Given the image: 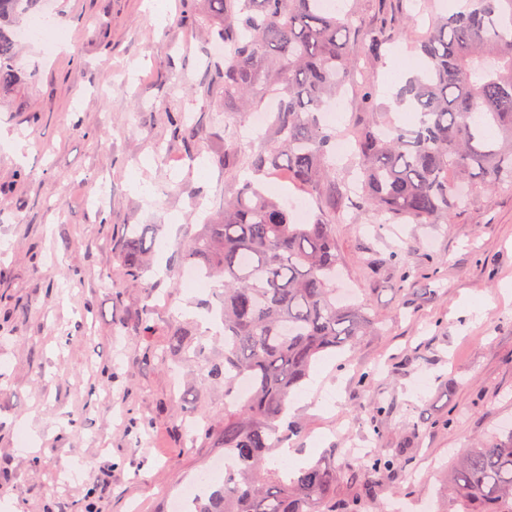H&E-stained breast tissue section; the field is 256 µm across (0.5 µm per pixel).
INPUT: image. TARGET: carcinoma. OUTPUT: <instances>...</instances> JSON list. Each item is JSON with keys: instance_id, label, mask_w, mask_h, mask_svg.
Wrapping results in <instances>:
<instances>
[{"instance_id": "1", "label": "carcinoma", "mask_w": 512, "mask_h": 512, "mask_svg": "<svg viewBox=\"0 0 512 512\" xmlns=\"http://www.w3.org/2000/svg\"><path fill=\"white\" fill-rule=\"evenodd\" d=\"M40 0H0V86L16 74L15 34ZM212 38L222 44L224 93L251 106L272 96L278 107L270 142L247 155L258 174L281 172L288 184L320 195L336 189V134L322 112L336 90L356 83L357 53L379 60L391 31L322 0H207ZM421 66L395 96L419 118L406 127L377 99L375 81L359 86L356 133L358 209L386 224H446L482 187H512V0H466L430 23L417 40ZM336 209L296 224L288 207L245 181L180 248L223 287L224 362L208 375L238 380L247 398L224 404V419L203 436L232 455L221 484L207 483L193 512H367L380 477L403 466L374 450L351 474L355 490L336 496V467L317 462L290 473L270 466L272 452L298 427L288 401L314 360L377 330L371 304L336 299ZM150 228L128 225L116 246V273L144 281ZM448 494L459 512H512V429L466 448Z\"/></svg>"}]
</instances>
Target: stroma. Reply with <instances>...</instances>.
<instances>
[{
  "label": "stroma",
  "mask_w": 512,
  "mask_h": 512,
  "mask_svg": "<svg viewBox=\"0 0 512 512\" xmlns=\"http://www.w3.org/2000/svg\"><path fill=\"white\" fill-rule=\"evenodd\" d=\"M426 0H360L363 18L392 20L382 60L360 58L379 101L398 86L388 60L405 30L423 35ZM66 50L21 45L17 79L0 87V512H168L169 501L220 457L200 431L224 417L223 361L212 335L219 290L179 280L177 249L199 230L197 200L220 214L251 178L225 124L250 120L225 98L205 0H40ZM187 112L191 145L169 117ZM106 186L105 206L89 193ZM339 287L370 300L378 329L348 358L322 356L292 396L289 440L299 466H336L345 494L351 451L404 448L382 478L428 512H456L443 486L462 449L512 423V189L478 190L446 224H382L336 201ZM151 225L161 242L154 297L113 287V234ZM153 335L138 332L141 320ZM184 346L167 351L172 323ZM167 351L166 361L149 351ZM368 382H361V374ZM388 412L372 425L370 399Z\"/></svg>",
  "instance_id": "obj_1"
}]
</instances>
